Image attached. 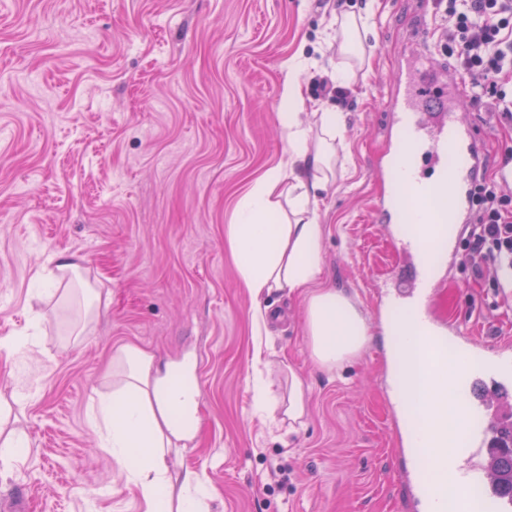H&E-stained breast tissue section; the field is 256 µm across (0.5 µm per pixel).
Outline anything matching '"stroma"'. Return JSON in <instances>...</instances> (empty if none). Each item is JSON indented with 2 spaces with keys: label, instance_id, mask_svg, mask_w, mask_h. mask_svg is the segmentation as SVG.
<instances>
[{
  "label": "stroma",
  "instance_id": "35a3bbf8",
  "mask_svg": "<svg viewBox=\"0 0 512 512\" xmlns=\"http://www.w3.org/2000/svg\"><path fill=\"white\" fill-rule=\"evenodd\" d=\"M374 10L346 100L325 94L342 60L336 22ZM420 0H0V340L34 312L42 347L0 355V438L27 446L0 472V507L145 512L88 419L112 391L123 345L160 360L195 358L196 440L170 455L172 485L206 476L207 512H413L396 480L401 446L387 400L382 293L400 260L378 209L390 194L387 105L413 37L435 59ZM302 74L306 126L339 112L336 164L319 197L324 284L343 289L368 327L355 356L326 371L311 358L298 295L266 297L283 326L254 334L252 300L227 228L254 181L286 159L277 121L282 63ZM469 118L495 179L512 126L487 106ZM72 255L66 294L38 299L47 255ZM107 294L95 316L80 290ZM432 311L483 345H512V317L465 255L439 279ZM262 356H255V347ZM307 387L302 426L284 415L292 377ZM272 416L257 414L255 384Z\"/></svg>",
  "mask_w": 512,
  "mask_h": 512
}]
</instances>
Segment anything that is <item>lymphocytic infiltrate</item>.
Returning <instances> with one entry per match:
<instances>
[{
	"label": "lymphocytic infiltrate",
	"mask_w": 512,
	"mask_h": 512,
	"mask_svg": "<svg viewBox=\"0 0 512 512\" xmlns=\"http://www.w3.org/2000/svg\"><path fill=\"white\" fill-rule=\"evenodd\" d=\"M441 47L468 78L470 100L490 106L512 124V0H438ZM466 241L476 274L493 288L512 285V196L497 183L483 182Z\"/></svg>",
	"instance_id": "obj_1"
}]
</instances>
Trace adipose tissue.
Returning a JSON list of instances; mask_svg holds the SVG:
<instances>
[{
  "mask_svg": "<svg viewBox=\"0 0 512 512\" xmlns=\"http://www.w3.org/2000/svg\"><path fill=\"white\" fill-rule=\"evenodd\" d=\"M310 60L304 53L286 59L278 122L286 135L285 166L260 176L245 196L228 238L243 288L254 300L255 326H264L269 309L262 300L275 292L305 297L306 336L313 360L331 371L358 354L367 342L363 317L343 290L324 285L318 194L336 154L340 113L320 115V134L310 139L299 115L305 100L301 74ZM398 360L412 372L421 431L435 423L434 405L445 403L436 392L422 353L409 338L399 340ZM117 383L111 397L90 406L89 418L99 433V446L115 460L127 482L134 484L146 512H202L210 495L205 478L186 474L179 494H172L167 457L194 442L199 389L188 360L160 361L144 349L125 345L112 356Z\"/></svg>",
  "mask_w": 512,
  "mask_h": 512,
  "instance_id": "adipose-tissue-1",
  "label": "adipose tissue"
}]
</instances>
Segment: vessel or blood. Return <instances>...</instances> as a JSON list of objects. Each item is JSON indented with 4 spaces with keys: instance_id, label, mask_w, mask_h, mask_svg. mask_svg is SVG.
Instances as JSON below:
<instances>
[{
    "instance_id": "vessel-or-blood-1",
    "label": "vessel or blood",
    "mask_w": 512,
    "mask_h": 512,
    "mask_svg": "<svg viewBox=\"0 0 512 512\" xmlns=\"http://www.w3.org/2000/svg\"><path fill=\"white\" fill-rule=\"evenodd\" d=\"M431 52L414 44L407 58L414 80L391 98L390 138L405 165L395 180L396 201L389 221L401 224L412 214L423 217L412 233L399 240V250L414 257L386 293L396 302L411 298L426 302L435 280L419 256L443 255L452 243L449 225L470 223L473 191L482 178L484 159L477 138L463 121V89L456 71L435 69ZM413 338L427 353L436 375V387H449L456 399V422L440 421L429 443L439 463L442 479L428 475L417 449L422 443L417 421L404 420L407 446L402 451L399 481L415 512H460L470 486L479 485L496 502L499 512H512V489L492 478L489 445L500 437L497 411L512 398V353L478 344L456 346L455 327L434 322L428 311L412 321Z\"/></svg>"
}]
</instances>
